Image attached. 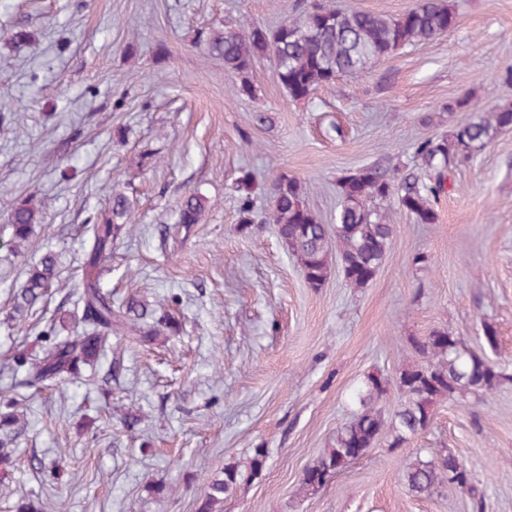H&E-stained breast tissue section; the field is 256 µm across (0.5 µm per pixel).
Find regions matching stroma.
Listing matches in <instances>:
<instances>
[{
  "label": "stroma",
  "mask_w": 512,
  "mask_h": 512,
  "mask_svg": "<svg viewBox=\"0 0 512 512\" xmlns=\"http://www.w3.org/2000/svg\"><path fill=\"white\" fill-rule=\"evenodd\" d=\"M446 2L458 17L448 32L295 101L267 60L255 94L236 93L204 41L227 22L275 27L300 0H0V398L21 415L0 512L51 499L65 512H198L228 466L240 483L213 512H472L456 484L429 497L404 484L413 453L442 451L465 460L484 512H512V129L449 172L434 223L381 203L393 235L361 288L335 252L325 284L310 287L272 225L240 224L231 188L243 171L262 188L288 173L331 225L346 170L399 175L419 141L512 105V0ZM333 120L344 140L327 137ZM196 190L209 199L201 222L178 223ZM116 191L134 199L136 229L115 238L102 289L155 304L183 330L111 336L80 378L24 385L16 356L39 353L48 329L82 326L83 226ZM28 198L43 202L41 220L9 249L7 217ZM49 250L60 276L47 301L15 312ZM435 330L505 381L439 402L401 447L383 432L300 494L355 391L380 378L393 413L414 339Z\"/></svg>",
  "instance_id": "obj_1"
}]
</instances>
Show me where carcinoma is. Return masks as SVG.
I'll list each match as a JSON object with an SVG mask.
<instances>
[{
	"mask_svg": "<svg viewBox=\"0 0 512 512\" xmlns=\"http://www.w3.org/2000/svg\"><path fill=\"white\" fill-rule=\"evenodd\" d=\"M456 24V13L442 0H422L411 11L396 18L368 11H343L326 6L322 0H307L298 19H286L273 29L241 24L217 29L206 40L208 52L224 60L225 72L240 79L236 92L254 95L249 77L256 63L269 58L274 74L289 97L305 101L314 91L337 78L360 74L377 59L399 48L429 41ZM512 127V107H500L456 127L450 138L426 139L415 148L420 171L399 179L387 175L377 165L359 167L339 179L340 203L336 211V238L346 281L361 288L377 273L386 254L392 225L369 202L394 199L415 216L419 224L435 220L429 203L445 191L448 172L485 149L497 133ZM240 223H255L256 188L244 174L236 181ZM267 212L262 220L274 230L296 258L305 281L320 288L330 276L326 225L306 203L301 181L286 173L278 175L267 188ZM208 199L199 192L187 196L180 205L179 223L198 224ZM134 202L122 192L112 194V208L100 221L84 225L81 300L84 318L97 329L112 331L128 325L142 336L177 335L180 320L171 316L155 317L146 301L130 298L116 307L112 297L102 292L98 268L112 251V239L131 223ZM40 210L29 201L19 203L11 213V246L19 248L28 239L32 225L38 223ZM58 254L46 252L29 273L15 310L34 307L47 294L59 276ZM102 337L82 332L46 345L44 355L31 366L26 383L45 384L75 377L80 368L96 361L101 353ZM416 353L427 359L411 364L398 381L399 403L391 423H386L378 402L387 389L371 376L355 394L359 410L354 418L336 432L333 448L318 459L311 471L324 474L339 471L351 461L350 450H367L386 427L399 447L420 434L432 421L435 405L455 394L485 393L505 379L484 355L469 349L461 338L444 330H435L414 345ZM405 484L415 495H431L445 482L477 489L463 460L452 453L440 456L419 455L407 465ZM238 471L224 468V478L210 485L200 512H212L213 502L237 488Z\"/></svg>",
	"mask_w": 512,
	"mask_h": 512,
	"instance_id": "carcinoma-1",
	"label": "carcinoma"
}]
</instances>
